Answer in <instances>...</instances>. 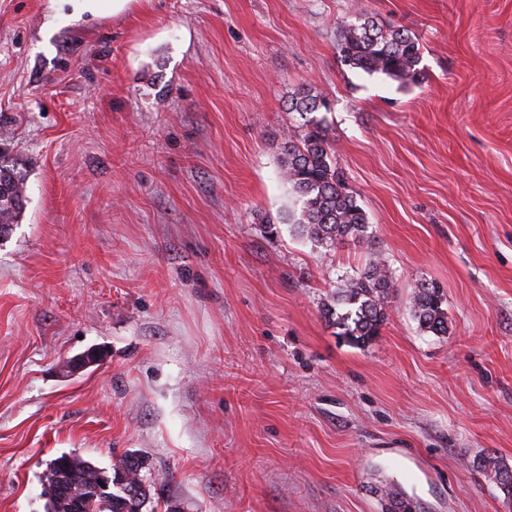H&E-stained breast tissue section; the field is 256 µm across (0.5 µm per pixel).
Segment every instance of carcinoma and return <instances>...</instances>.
Returning <instances> with one entry per match:
<instances>
[{"label": "carcinoma", "instance_id": "obj_1", "mask_svg": "<svg viewBox=\"0 0 512 512\" xmlns=\"http://www.w3.org/2000/svg\"><path fill=\"white\" fill-rule=\"evenodd\" d=\"M336 52L344 65L370 75H382L401 83L417 82L422 48L418 38L405 29L383 27L363 13L341 22ZM291 109L304 116V123L285 139L281 171L299 205L289 213L294 231L317 246L336 247L352 238L366 241L367 218L335 161V149L315 112L329 110L327 103L309 87L297 88L290 99ZM25 177L6 159L0 147V235L18 221L25 206ZM393 284V272L385 257L370 253L364 269L339 280L331 301L323 305L325 317L339 329L337 335L355 346H364L380 334L387 319L386 302ZM419 328L430 335L448 334V309L441 288L424 280L416 286L410 302ZM53 471L45 481L66 490L78 489L95 479L89 462L75 454L52 459ZM113 477L125 473L137 485L135 494L112 491V498L100 497L87 503L81 512H143L150 499V484L139 459L125 456L112 468ZM480 472L498 487L512 494V469L498 457L486 455ZM386 501H400V512H409L403 491L395 482L379 488Z\"/></svg>", "mask_w": 512, "mask_h": 512}]
</instances>
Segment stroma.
<instances>
[{
	"mask_svg": "<svg viewBox=\"0 0 512 512\" xmlns=\"http://www.w3.org/2000/svg\"><path fill=\"white\" fill-rule=\"evenodd\" d=\"M423 44L418 83L345 66L355 13ZM301 85L367 243L294 234L282 143ZM0 132L27 180L0 237V512H45L71 453L145 459L143 512H512V0H153L46 31L0 0ZM378 337L323 304L370 250ZM436 282L448 333L410 299ZM101 357L73 369L90 349ZM479 471L485 476L493 480L498 487L512 494V469L501 462L498 457L486 455L479 463Z\"/></svg>",
	"mask_w": 512,
	"mask_h": 512,
	"instance_id": "stroma-1",
	"label": "stroma"
}]
</instances>
